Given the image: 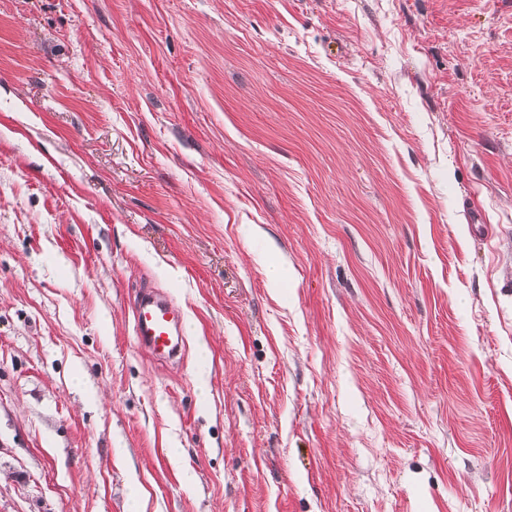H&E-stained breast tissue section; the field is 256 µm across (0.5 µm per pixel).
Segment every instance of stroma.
Here are the masks:
<instances>
[{"label":"stroma","instance_id":"stroma-1","mask_svg":"<svg viewBox=\"0 0 512 512\" xmlns=\"http://www.w3.org/2000/svg\"><path fill=\"white\" fill-rule=\"evenodd\" d=\"M0 512H512V0H0ZM183 308L155 292L143 293L133 310L134 333L141 346L151 355L169 359L178 352L173 343L174 331H182Z\"/></svg>","mask_w":512,"mask_h":512}]
</instances>
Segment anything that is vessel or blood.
Segmentation results:
<instances>
[{
	"label": "vessel or blood",
	"instance_id": "1",
	"mask_svg": "<svg viewBox=\"0 0 512 512\" xmlns=\"http://www.w3.org/2000/svg\"><path fill=\"white\" fill-rule=\"evenodd\" d=\"M183 319L181 306L158 293L147 292L140 296L133 310L134 333L151 355L168 359L178 352L172 336L180 330Z\"/></svg>",
	"mask_w": 512,
	"mask_h": 512
}]
</instances>
